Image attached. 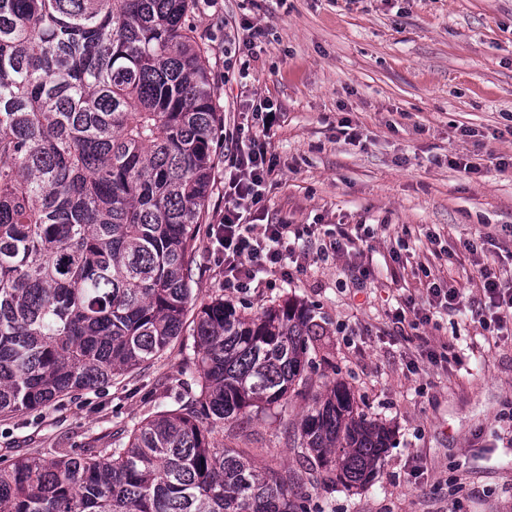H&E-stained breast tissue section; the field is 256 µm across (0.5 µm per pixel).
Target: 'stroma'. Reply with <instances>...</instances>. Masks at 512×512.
I'll list each match as a JSON object with an SVG mask.
<instances>
[{"mask_svg":"<svg viewBox=\"0 0 512 512\" xmlns=\"http://www.w3.org/2000/svg\"><path fill=\"white\" fill-rule=\"evenodd\" d=\"M191 22L224 115L196 228V297L253 313L290 297L332 333L300 392L226 423L216 443L252 449L262 468L302 471L296 425L341 382L391 429V446L366 486L303 481L297 501L308 512H512V338L473 315L481 267L512 281V0H198ZM255 98L280 112L257 217L299 232L300 260L275 287L232 292L208 251L209 226L224 212L230 134ZM458 157L477 172L451 167ZM341 224L370 225L374 236L325 256ZM430 278L459 298L422 325L414 312L428 306ZM409 299L414 312L398 317ZM192 329L185 322L149 366L103 389L0 417V456L109 448L176 408Z\"/></svg>","mask_w":512,"mask_h":512,"instance_id":"stroma-1","label":"stroma"}]
</instances>
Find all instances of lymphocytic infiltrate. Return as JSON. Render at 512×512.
<instances>
[{
    "label": "lymphocytic infiltrate",
    "instance_id": "f902f5d3",
    "mask_svg": "<svg viewBox=\"0 0 512 512\" xmlns=\"http://www.w3.org/2000/svg\"><path fill=\"white\" fill-rule=\"evenodd\" d=\"M248 109L260 118L262 127L249 136L247 148L233 154L224 213L210 227L213 251L223 267L225 287L245 291L254 285H271L277 277L287 278L282 247L291 234L290 225H259L250 220L263 200L261 187L274 166V156L269 150L274 106L265 99L253 100ZM480 286L483 293L480 308L490 312L494 331L503 332L512 324V289L504 287L497 274L486 266L480 271Z\"/></svg>",
    "mask_w": 512,
    "mask_h": 512
}]
</instances>
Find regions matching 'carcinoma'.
Masks as SVG:
<instances>
[{
    "mask_svg": "<svg viewBox=\"0 0 512 512\" xmlns=\"http://www.w3.org/2000/svg\"><path fill=\"white\" fill-rule=\"evenodd\" d=\"M193 0H0V416L150 363L192 305L216 111ZM326 335L286 299L201 304L178 408L113 448L0 461V512H307L297 478L213 441L288 402ZM319 484L363 485L387 428L342 383L301 416Z\"/></svg>",
    "mask_w": 512,
    "mask_h": 512,
    "instance_id": "cac0c4a2",
    "label": "carcinoma"
}]
</instances>
